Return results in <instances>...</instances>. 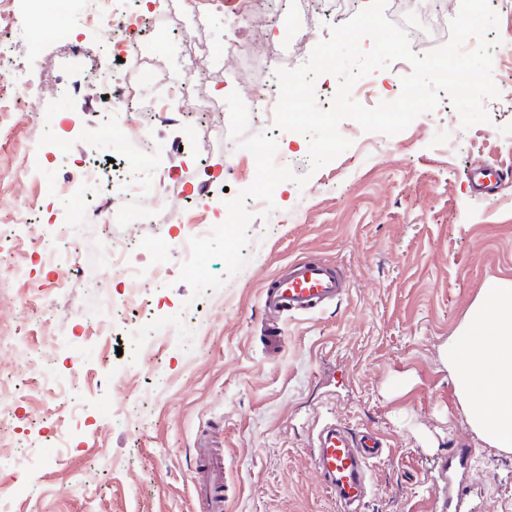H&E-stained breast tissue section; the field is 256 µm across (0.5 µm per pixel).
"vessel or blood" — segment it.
I'll list each match as a JSON object with an SVG mask.
<instances>
[{"instance_id":"vessel-or-blood-1","label":"vessel or blood","mask_w":512,"mask_h":512,"mask_svg":"<svg viewBox=\"0 0 512 512\" xmlns=\"http://www.w3.org/2000/svg\"><path fill=\"white\" fill-rule=\"evenodd\" d=\"M505 177L503 170L483 167L472 170L470 181L481 194L489 193ZM349 282L343 271L320 259L302 257L289 261L262 291V309L273 327L266 335L269 348L278 349L283 338L275 322L297 315L321 312L339 301ZM323 484L335 495L342 512H359L371 487V467L385 453L382 437L374 431L355 432L338 423L323 426L309 450ZM470 449H451L444 461L448 474L447 512H464L471 490L457 473ZM193 495L196 512H224V453L217 448H199L193 462Z\"/></svg>"}]
</instances>
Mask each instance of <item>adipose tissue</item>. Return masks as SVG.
<instances>
[{
    "label": "adipose tissue",
    "instance_id": "obj_1",
    "mask_svg": "<svg viewBox=\"0 0 512 512\" xmlns=\"http://www.w3.org/2000/svg\"><path fill=\"white\" fill-rule=\"evenodd\" d=\"M441 358L471 429L489 447L512 451V280L481 288Z\"/></svg>",
    "mask_w": 512,
    "mask_h": 512
}]
</instances>
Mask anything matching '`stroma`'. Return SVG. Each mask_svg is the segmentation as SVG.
<instances>
[{
	"label": "stroma",
	"mask_w": 512,
	"mask_h": 512,
	"mask_svg": "<svg viewBox=\"0 0 512 512\" xmlns=\"http://www.w3.org/2000/svg\"><path fill=\"white\" fill-rule=\"evenodd\" d=\"M494 10L504 49L493 55L500 96L485 103L489 122L462 129L445 97L391 137L346 119L339 131L351 133L350 147L316 171L306 137L280 133L289 167L310 179L301 188L278 185L270 216L253 209L247 265L230 276L222 261H211L225 282L198 297L179 281L182 259L171 244L187 225L224 222L227 198L256 174L245 160L226 172L228 113L199 114L189 95L161 123L134 115L165 147L135 176L162 210L171 199L156 191L160 176H180L192 196L184 223L75 222L48 184L73 176V159L92 139L103 174H114L119 165L101 132L116 116L107 88L27 24L19 47L31 53L25 76L41 97L27 119L15 112L7 119L18 140L43 152L70 132V155L20 185L0 178V190L40 199L46 216L0 235V254L26 268L22 278L0 268V322L22 325L32 351L51 349L60 374L80 373L83 391L71 402L37 370H19L10 349L0 350V373L13 377L0 389V456H17L22 446L41 454L37 464L0 474V488H27L9 499L11 512H195L192 457L202 445L224 449L225 512H338L308 452L312 434L333 421L377 431L388 445L372 467L362 512H442L441 461L459 447L473 451L470 512H512V452L485 446L471 431L439 357L481 288L512 279V178L489 197L469 181L479 166L512 167V0ZM202 162L221 176L203 189L194 179ZM56 223L72 224L84 274L62 291L56 274L30 261ZM108 234L164 253L167 273L160 284L140 283L136 310L121 329L103 333L93 324L97 309L105 294L126 286L105 264ZM301 257L341 267L348 292L317 315L289 321L282 352L271 353L263 345L261 288ZM187 311L200 349L156 343L163 384L134 368L123 388L113 386V370L128 362L117 348ZM48 407L56 415L43 433L27 417Z\"/></svg>",
	"instance_id": "obj_1"
}]
</instances>
